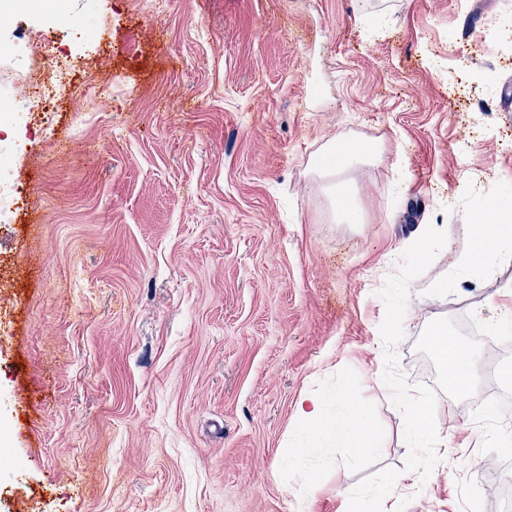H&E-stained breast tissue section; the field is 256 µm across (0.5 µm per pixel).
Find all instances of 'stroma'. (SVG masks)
<instances>
[{
	"label": "stroma",
	"mask_w": 512,
	"mask_h": 512,
	"mask_svg": "<svg viewBox=\"0 0 512 512\" xmlns=\"http://www.w3.org/2000/svg\"><path fill=\"white\" fill-rule=\"evenodd\" d=\"M42 41L76 69L54 134L22 124L0 226V512H502L494 436L512 366V263L449 286L481 203L512 213V0H65ZM473 56L464 86L440 75ZM109 91L103 106L90 102ZM491 100L492 111L474 106ZM369 136L365 223L314 186L330 142ZM438 229L427 252L409 242ZM471 349L448 387L425 342ZM366 402L380 450L298 420ZM454 454L423 472L408 402ZM20 186H15L12 179L4 178L0 169V224L12 223L14 217L13 206L15 199L21 195ZM450 347L452 355L449 359L448 371L457 380V389L465 392L471 387L472 354L469 349L458 343Z\"/></svg>",
	"instance_id": "stroma-1"
}]
</instances>
